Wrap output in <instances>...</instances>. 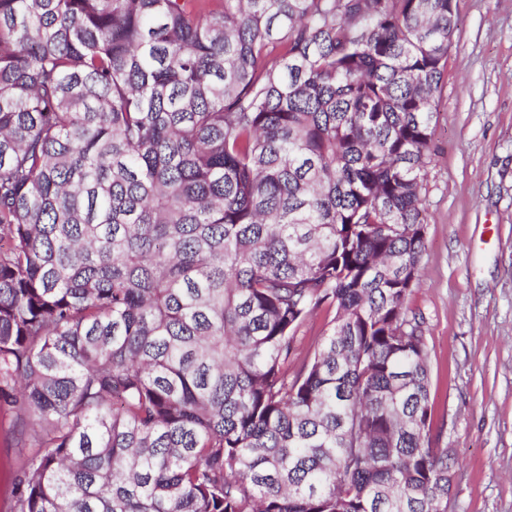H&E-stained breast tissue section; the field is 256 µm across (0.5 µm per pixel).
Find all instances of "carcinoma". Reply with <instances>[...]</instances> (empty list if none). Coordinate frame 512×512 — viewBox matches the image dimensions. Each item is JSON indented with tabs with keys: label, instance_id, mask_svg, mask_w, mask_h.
<instances>
[{
	"label": "carcinoma",
	"instance_id": "cac0c4a2",
	"mask_svg": "<svg viewBox=\"0 0 512 512\" xmlns=\"http://www.w3.org/2000/svg\"><path fill=\"white\" fill-rule=\"evenodd\" d=\"M458 10L0 0L10 512H448L408 298ZM329 317L324 313L304 323L297 332V344L304 355L312 342L322 336L327 328Z\"/></svg>",
	"mask_w": 512,
	"mask_h": 512
}]
</instances>
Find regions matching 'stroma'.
<instances>
[{
	"instance_id": "obj_1",
	"label": "stroma",
	"mask_w": 512,
	"mask_h": 512,
	"mask_svg": "<svg viewBox=\"0 0 512 512\" xmlns=\"http://www.w3.org/2000/svg\"><path fill=\"white\" fill-rule=\"evenodd\" d=\"M431 149L409 305L435 445L457 459L448 512H512V0H459Z\"/></svg>"
}]
</instances>
